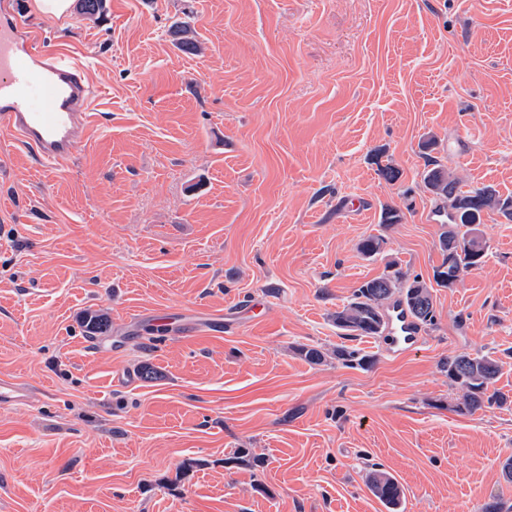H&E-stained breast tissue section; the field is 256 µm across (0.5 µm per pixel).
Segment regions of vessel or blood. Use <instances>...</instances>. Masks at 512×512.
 Returning <instances> with one entry per match:
<instances>
[{"instance_id":"1","label":"vessel or blood","mask_w":512,"mask_h":512,"mask_svg":"<svg viewBox=\"0 0 512 512\" xmlns=\"http://www.w3.org/2000/svg\"><path fill=\"white\" fill-rule=\"evenodd\" d=\"M18 26L0 13V126L30 146L44 165L59 168L73 156L92 124L93 89L83 68L57 49L18 51ZM424 343L402 306L389 315V348L405 352Z\"/></svg>"}]
</instances>
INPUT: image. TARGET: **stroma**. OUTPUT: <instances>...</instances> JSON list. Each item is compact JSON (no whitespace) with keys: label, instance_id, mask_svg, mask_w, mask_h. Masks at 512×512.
Returning <instances> with one entry per match:
<instances>
[{"label":"stroma","instance_id":"1","mask_svg":"<svg viewBox=\"0 0 512 512\" xmlns=\"http://www.w3.org/2000/svg\"><path fill=\"white\" fill-rule=\"evenodd\" d=\"M6 2L97 102L53 173L0 128V376L26 392L0 405V512H387L375 468L399 512L512 504V223L484 213L419 350L333 321L388 262L432 283L429 163L512 198V0ZM346 345L364 366L299 353ZM460 352L504 359L509 404L455 412ZM371 492L387 508L394 509L403 497V491L394 477L377 470L368 478Z\"/></svg>","mask_w":512,"mask_h":512}]
</instances>
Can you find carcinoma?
Listing matches in <instances>:
<instances>
[{
  "label": "carcinoma",
  "mask_w": 512,
  "mask_h": 512,
  "mask_svg": "<svg viewBox=\"0 0 512 512\" xmlns=\"http://www.w3.org/2000/svg\"><path fill=\"white\" fill-rule=\"evenodd\" d=\"M172 35L177 47L186 54L197 51L198 43L191 29L173 26ZM423 183L433 197L443 203L448 224L439 236L438 247L442 256L434 269L433 279L437 286L452 288L461 274L472 267H481L485 258L473 259V232L482 223L484 212L495 210L506 220L512 221V199L500 198L489 188L461 190V179L451 169L438 163L426 169ZM385 240L369 235L360 240L358 250L369 257L382 253ZM388 271L365 280L354 289L350 300L333 316L336 327L353 338L375 336L383 324L384 310L397 298L408 313L423 324L434 318L433 296L430 286L420 277H410L398 263L386 265ZM502 362L489 356H472L458 353L444 359L441 369L448 376L450 385L457 391L454 409L460 414H472L484 407L503 404L507 396L496 390L494 384L502 372ZM371 492L386 507L395 508L403 491L394 477L384 471H376L368 478Z\"/></svg>",
  "instance_id": "cac0c4a2"
}]
</instances>
